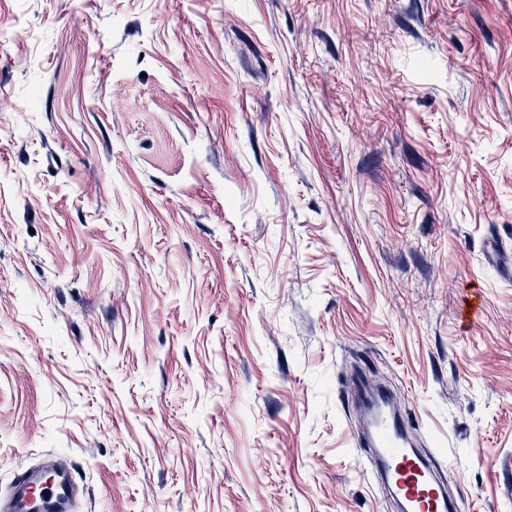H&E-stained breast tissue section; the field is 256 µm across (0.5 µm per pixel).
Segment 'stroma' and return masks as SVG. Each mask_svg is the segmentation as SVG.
Returning a JSON list of instances; mask_svg holds the SVG:
<instances>
[{
	"label": "stroma",
	"mask_w": 512,
	"mask_h": 512,
	"mask_svg": "<svg viewBox=\"0 0 512 512\" xmlns=\"http://www.w3.org/2000/svg\"><path fill=\"white\" fill-rule=\"evenodd\" d=\"M1 99L0 495L393 512L360 373L512 512V0H0ZM52 470L57 478L46 483L43 470L20 467L12 477L10 488L0 498L1 512H73L77 490L65 461L54 460Z\"/></svg>",
	"instance_id": "obj_1"
}]
</instances>
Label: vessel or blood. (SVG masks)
<instances>
[{"mask_svg": "<svg viewBox=\"0 0 512 512\" xmlns=\"http://www.w3.org/2000/svg\"><path fill=\"white\" fill-rule=\"evenodd\" d=\"M353 389L366 419L352 437L369 462L374 485L398 512H455L440 465L413 447L409 423L392 396L368 387L361 375L355 376ZM51 467L57 475L51 483L42 469L18 468L0 498V512H73L76 486L70 469L62 460Z\"/></svg>", "mask_w": 512, "mask_h": 512, "instance_id": "vessel-or-blood-1", "label": "vessel or blood"}]
</instances>
